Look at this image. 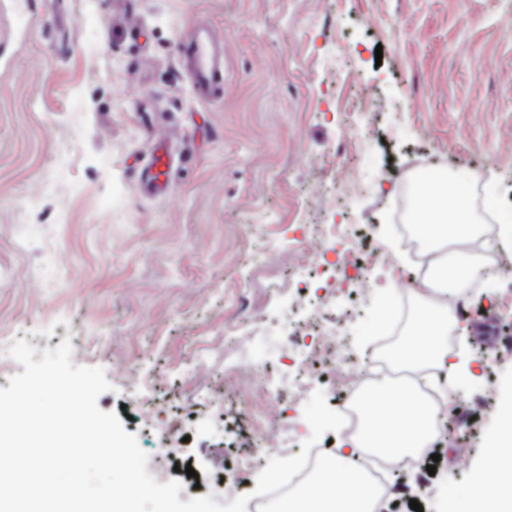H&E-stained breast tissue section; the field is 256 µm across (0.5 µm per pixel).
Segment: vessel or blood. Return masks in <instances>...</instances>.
<instances>
[{
    "label": "vessel or blood",
    "instance_id": "1",
    "mask_svg": "<svg viewBox=\"0 0 512 512\" xmlns=\"http://www.w3.org/2000/svg\"><path fill=\"white\" fill-rule=\"evenodd\" d=\"M180 64L184 77L203 99L219 98L224 93V39L211 25L195 23L180 48ZM169 158L153 154L147 168V186L162 189L168 178Z\"/></svg>",
    "mask_w": 512,
    "mask_h": 512
}]
</instances>
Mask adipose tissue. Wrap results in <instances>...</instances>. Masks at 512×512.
Returning <instances> with one entry per match:
<instances>
[{
  "label": "adipose tissue",
  "mask_w": 512,
  "mask_h": 512,
  "mask_svg": "<svg viewBox=\"0 0 512 512\" xmlns=\"http://www.w3.org/2000/svg\"><path fill=\"white\" fill-rule=\"evenodd\" d=\"M415 212L420 222L414 233L430 259L427 277L414 289L422 322L388 357L394 366L417 372L448 365L446 336L457 323L448 296L466 287L479 267V257L466 249L480 237L482 227L468 196L444 169L435 170L419 185ZM355 401L362 418L359 435L338 447L312 482L280 501L275 512H376L379 493L354 466V458L364 451L393 458L428 452L436 411L420 382L401 383L382 376L372 380ZM497 417V430L483 459L484 469L491 472L501 471L504 461L512 459V393L504 394ZM461 512H512V484L477 481Z\"/></svg>",
  "instance_id": "1"
}]
</instances>
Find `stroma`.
I'll return each instance as SVG.
<instances>
[{
	"label": "stroma",
	"instance_id": "stroma-1",
	"mask_svg": "<svg viewBox=\"0 0 512 512\" xmlns=\"http://www.w3.org/2000/svg\"><path fill=\"white\" fill-rule=\"evenodd\" d=\"M65 8L74 24L50 18ZM512 0H42L27 26L0 0V336L37 350L63 340L73 365L104 368L98 406L136 435L152 475L194 455L203 479L181 501L251 494L281 430L253 426L260 396L224 354L266 338L279 375L270 411L302 416L286 384L289 322H304L289 249L329 224H372L367 247L411 218L407 164L501 184L512 207ZM224 35V93L199 99L178 52L193 22ZM172 143L165 195L140 189L157 136ZM321 317L358 360L378 343L383 279L361 302L323 279ZM448 336L470 377L448 406L459 428L424 464L397 469L377 512H448L512 389V303L489 291ZM469 450L459 464L456 450ZM234 470L230 492L217 489Z\"/></svg>",
	"mask_w": 512,
	"mask_h": 512
}]
</instances>
